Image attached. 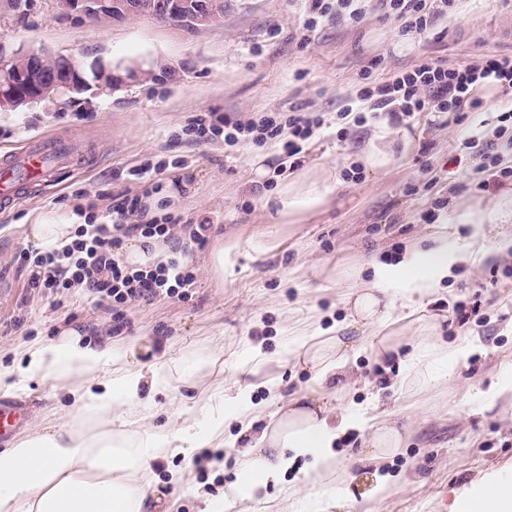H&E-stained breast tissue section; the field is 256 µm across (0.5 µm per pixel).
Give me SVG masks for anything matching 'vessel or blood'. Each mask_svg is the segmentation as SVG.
I'll return each instance as SVG.
<instances>
[{
    "mask_svg": "<svg viewBox=\"0 0 512 512\" xmlns=\"http://www.w3.org/2000/svg\"><path fill=\"white\" fill-rule=\"evenodd\" d=\"M80 143L69 136L30 140L25 148L0 156V208L9 207L29 194L30 187L55 182L60 170L73 164Z\"/></svg>",
    "mask_w": 512,
    "mask_h": 512,
    "instance_id": "1",
    "label": "vessel or blood"
}]
</instances>
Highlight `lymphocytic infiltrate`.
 <instances>
[{"instance_id": "lymphocytic-infiltrate-1", "label": "lymphocytic infiltrate", "mask_w": 512, "mask_h": 512, "mask_svg": "<svg viewBox=\"0 0 512 512\" xmlns=\"http://www.w3.org/2000/svg\"><path fill=\"white\" fill-rule=\"evenodd\" d=\"M366 0H304V32H312L319 21L361 22ZM400 23L401 35L422 38L437 19L447 17L455 0H381ZM364 83L357 92L358 108L337 112L342 124L362 125L371 112L384 113L399 125L424 112L454 113L464 121L466 113L479 109L475 90L484 83L512 89V56L483 55L475 61L451 66L424 61L389 78L374 79L364 71ZM324 119L317 112L291 109L259 112L244 119L225 118L209 112L198 116L182 130L188 142L199 144L223 138L225 150L250 144L259 148L283 144L289 155H298L302 142L320 129ZM141 198L119 190L103 217L89 215L77 225L73 241L49 251L21 250L20 266L32 287L56 290L82 288L96 295L98 303L109 304L116 326L125 323L126 311L139 302L160 296L185 298L195 283L188 260L201 246L210 230L209 220L187 225L184 237L173 234V226L157 219H144ZM157 238L170 247L165 261L152 267L132 268L119 257L125 238Z\"/></svg>"}]
</instances>
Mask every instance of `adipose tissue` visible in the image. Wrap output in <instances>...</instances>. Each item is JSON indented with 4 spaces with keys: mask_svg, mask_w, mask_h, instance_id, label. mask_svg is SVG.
Segmentation results:
<instances>
[{
    "mask_svg": "<svg viewBox=\"0 0 512 512\" xmlns=\"http://www.w3.org/2000/svg\"><path fill=\"white\" fill-rule=\"evenodd\" d=\"M395 138L406 150L414 144L407 128L379 130L360 157L366 171L378 175L395 164ZM335 182L333 169L320 163H305L287 173L275 190L280 220L297 222L326 205ZM485 255L484 236L473 234L457 250L449 248L442 229L411 244L397 265L377 264L371 279H354L346 324L331 336L314 333L294 339L280 351L278 366L311 368L317 386L274 410L253 398L258 386L253 378L264 360L258 344L251 348V360L229 364L230 386L205 398L187 394L201 370L175 381L162 356L143 362L134 349L92 347L76 338L23 345L27 379L65 381L72 413L90 417L95 428L38 426L0 451V512H145L149 506L168 512L166 496L151 492L147 476L152 463L178 455L188 460L197 449L225 447V429L231 423L248 440L242 476L225 484L219 495H204L199 512H230L271 484L285 501L325 486L338 467L336 442L359 426L372 432L368 460L382 464L401 443L397 420L376 404L355 412L333 403L324 386L346 368L354 347L351 333L358 329L382 331L378 356L405 351L413 385L444 384L470 351L442 343L443 319L426 313L425 307L455 263L474 265ZM396 288L406 301L401 314L392 297ZM166 391L173 392L174 402L166 411V423L157 425L142 408L153 394ZM263 418L267 427L255 431ZM301 457L308 460L301 478L287 480ZM459 512H512V480L499 479L474 490L461 500Z\"/></svg>",
    "mask_w": 512,
    "mask_h": 512,
    "instance_id": "obj_1",
    "label": "adipose tissue"
}]
</instances>
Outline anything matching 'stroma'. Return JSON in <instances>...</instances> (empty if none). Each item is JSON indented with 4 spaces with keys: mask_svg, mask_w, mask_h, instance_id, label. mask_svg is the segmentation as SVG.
Instances as JSON below:
<instances>
[{
    "mask_svg": "<svg viewBox=\"0 0 512 512\" xmlns=\"http://www.w3.org/2000/svg\"><path fill=\"white\" fill-rule=\"evenodd\" d=\"M304 19L299 0H232L223 20L200 29L149 16L90 25L56 16L52 0H31L25 15L0 24V45L6 48L74 52L86 63L110 64L123 78L109 93L89 91L70 101L0 112V151L61 132L82 142L75 171L61 174L46 193L0 210V370L23 380L20 344L56 341L74 331L89 345L129 343L147 361L166 355L179 374L210 360L220 336L227 362L248 358L252 345L261 343L269 360L261 375L280 374L279 394L290 398L312 386L313 373L274 364L292 334L289 312L314 309L316 328L334 326L346 315L347 272L366 279L372 261L396 263L405 247L432 232L427 211L437 210L439 222L453 232L449 247L457 248L470 231L461 215L497 204L499 216L485 226L490 257L453 270L431 305L449 317L443 342L476 346L447 386L408 395L404 381L410 369L403 356L378 358L373 336L364 337L336 378L345 402L377 401L388 408L410 403L414 409L401 448L382 467L364 459L367 433L340 439V473L321 494L331 498V512H457L473 488L512 478V401L487 404L491 386L512 380V278H492L512 265V252L498 251L500 239L512 235V186L490 184V172L478 170L477 150L462 146L472 135L490 138L497 115L512 109V93L460 124L449 114H420L414 122L419 138L396 167L364 174L358 182L342 174L386 120L351 127L341 140L336 113L355 95L375 58L381 64L373 75L381 78L424 60L453 64L487 53L512 55V0H457L447 20L422 39L400 35L398 22L378 0L359 24L320 22L306 44ZM292 107L322 113L325 120L305 145L304 160H320L341 174L327 205L296 224L280 223L274 209L264 206L249 172V159L262 152L283 161L280 148L247 145L228 156L223 142L196 146L178 137L202 112L235 119ZM147 159L171 161L162 184L176 194L160 207L149 184H130L131 193L153 201L151 215L212 224L192 256L196 282L190 297L136 304L118 329L111 310L94 306L81 289L51 296L30 287L14 261L27 245L29 225L57 218L80 223L76 209L88 204L104 213L113 191L123 186L116 172ZM483 179L487 187L478 188ZM442 199L446 207L435 209ZM219 241L220 278L210 261ZM462 301L478 305L482 324H457ZM18 399L28 414L11 437L0 439V450L13 447L49 413L94 426L91 418L73 417L68 393L54 383L29 382ZM239 460V450L228 448L222 463L199 471L182 457H170L154 464L153 477L163 482L170 470H184L183 484L167 494L177 499V512H198L197 492L215 494L238 479ZM381 476L390 488L383 499L374 495Z\"/></svg>",
    "mask_w": 512,
    "mask_h": 512,
    "instance_id": "stroma-1",
    "label": "stroma"
}]
</instances>
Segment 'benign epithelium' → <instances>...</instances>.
Returning <instances> with one entry per match:
<instances>
[{"mask_svg": "<svg viewBox=\"0 0 512 512\" xmlns=\"http://www.w3.org/2000/svg\"><path fill=\"white\" fill-rule=\"evenodd\" d=\"M194 13L195 27L207 26L224 13V0H183L179 10H170L168 0H54V10L62 16H77L90 24L124 21L152 12L163 22L174 23L179 11ZM85 63L73 53L51 54L41 50L0 52V112L15 111L40 100L72 97L89 90L83 79ZM96 89L103 93L121 81L112 67L95 63Z\"/></svg>", "mask_w": 512, "mask_h": 512, "instance_id": "obj_1", "label": "benign epithelium"}]
</instances>
